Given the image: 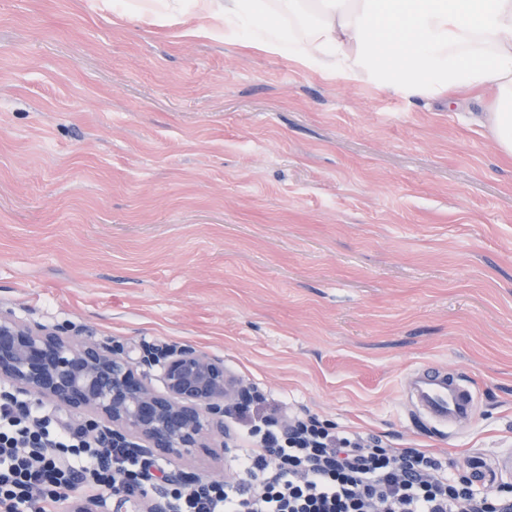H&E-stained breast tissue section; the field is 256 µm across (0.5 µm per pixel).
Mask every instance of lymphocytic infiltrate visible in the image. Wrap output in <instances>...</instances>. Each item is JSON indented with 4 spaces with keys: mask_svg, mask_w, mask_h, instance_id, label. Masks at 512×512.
<instances>
[{
    "mask_svg": "<svg viewBox=\"0 0 512 512\" xmlns=\"http://www.w3.org/2000/svg\"><path fill=\"white\" fill-rule=\"evenodd\" d=\"M237 414L236 479L175 492L178 512H512V498L477 489L474 474H450L426 451L372 447L312 416L284 429L247 405ZM152 481L150 462H134L106 435L52 427L23 397L0 400V512H59L76 492L131 503Z\"/></svg>",
    "mask_w": 512,
    "mask_h": 512,
    "instance_id": "f902f5d3",
    "label": "lymphocytic infiltrate"
}]
</instances>
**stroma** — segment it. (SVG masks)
I'll return each mask as SVG.
<instances>
[{
  "label": "stroma",
  "instance_id": "stroma-1",
  "mask_svg": "<svg viewBox=\"0 0 512 512\" xmlns=\"http://www.w3.org/2000/svg\"><path fill=\"white\" fill-rule=\"evenodd\" d=\"M483 109L331 82L112 0H0V309L190 344L281 424L490 471L512 448V157ZM426 363L481 393L445 439L402 409ZM153 460L235 477L219 452Z\"/></svg>",
  "mask_w": 512,
  "mask_h": 512
}]
</instances>
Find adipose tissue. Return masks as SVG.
I'll use <instances>...</instances> for the list:
<instances>
[{
    "instance_id": "obj_1",
    "label": "adipose tissue",
    "mask_w": 512,
    "mask_h": 512,
    "mask_svg": "<svg viewBox=\"0 0 512 512\" xmlns=\"http://www.w3.org/2000/svg\"><path fill=\"white\" fill-rule=\"evenodd\" d=\"M130 18L293 59L324 79L410 99L488 97L481 122L512 156V0H129Z\"/></svg>"
}]
</instances>
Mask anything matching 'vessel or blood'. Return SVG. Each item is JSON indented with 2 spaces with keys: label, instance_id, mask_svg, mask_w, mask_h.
I'll list each match as a JSON object with an SVG mask.
<instances>
[{
  "label": "vessel or blood",
  "instance_id": "obj_1",
  "mask_svg": "<svg viewBox=\"0 0 512 512\" xmlns=\"http://www.w3.org/2000/svg\"><path fill=\"white\" fill-rule=\"evenodd\" d=\"M479 401V392L472 382L432 364L415 368L404 385L408 416L440 437L473 420Z\"/></svg>",
  "mask_w": 512,
  "mask_h": 512
}]
</instances>
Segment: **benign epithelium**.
<instances>
[{"label":"benign epithelium","mask_w":512,"mask_h":512,"mask_svg":"<svg viewBox=\"0 0 512 512\" xmlns=\"http://www.w3.org/2000/svg\"><path fill=\"white\" fill-rule=\"evenodd\" d=\"M162 371L156 391L137 366ZM0 382L24 397L88 416L91 431L138 455H191L224 447V402L246 395L224 360L190 345L140 347L133 358L122 346L64 336L0 312ZM104 500L74 495L68 512H102Z\"/></svg>","instance_id":"obj_1"}]
</instances>
